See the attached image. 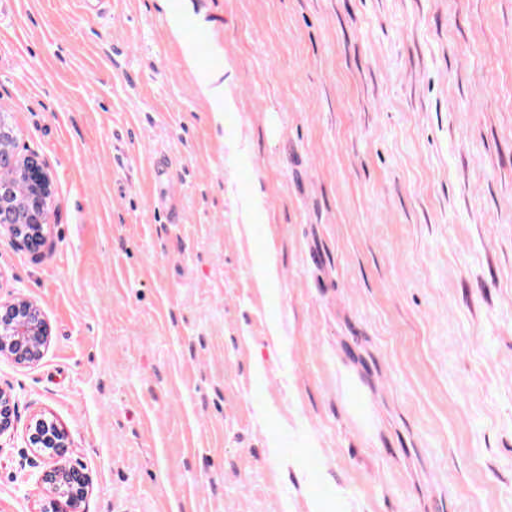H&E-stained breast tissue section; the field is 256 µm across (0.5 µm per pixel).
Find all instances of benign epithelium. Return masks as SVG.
Masks as SVG:
<instances>
[{
    "mask_svg": "<svg viewBox=\"0 0 512 512\" xmlns=\"http://www.w3.org/2000/svg\"><path fill=\"white\" fill-rule=\"evenodd\" d=\"M53 182L34 152L17 148L13 126L0 114V233L6 232L19 246L34 251L44 240L49 223ZM48 341V328L40 308L21 294L0 301V357L31 365L40 360ZM17 397L0 387V436L9 432ZM28 447L46 452L59 463L44 471L48 502L41 512H64L81 500L89 480L82 469L63 462L67 438L54 423L43 418L29 426Z\"/></svg>",
    "mask_w": 512,
    "mask_h": 512,
    "instance_id": "obj_1",
    "label": "benign epithelium"
}]
</instances>
